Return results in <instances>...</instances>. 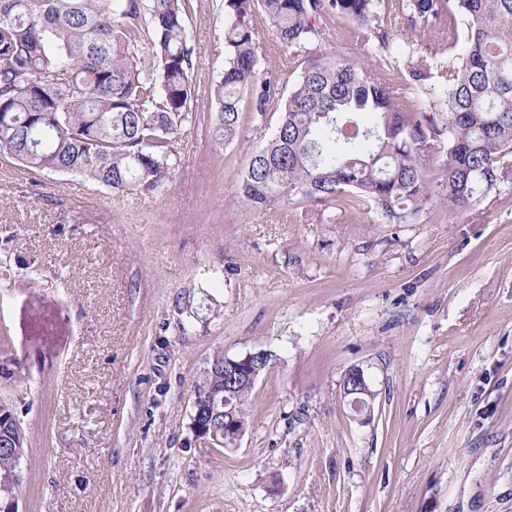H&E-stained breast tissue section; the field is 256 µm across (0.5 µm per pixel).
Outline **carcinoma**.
Returning <instances> with one entry per match:
<instances>
[{
    "instance_id": "1",
    "label": "carcinoma",
    "mask_w": 512,
    "mask_h": 512,
    "mask_svg": "<svg viewBox=\"0 0 512 512\" xmlns=\"http://www.w3.org/2000/svg\"><path fill=\"white\" fill-rule=\"evenodd\" d=\"M189 0H0V155L36 173L75 174L115 196L156 195L181 167L179 142L196 125ZM384 0H224V71L214 82L210 128L216 145L239 139L242 115L278 106L273 138L251 154L243 196L263 207L294 196L329 207L339 197L355 210L408 224L442 194L452 209L479 202L512 172V0H456L464 22L452 61L409 67L422 88L440 68L443 110L405 102L399 88L361 61L310 57L293 81L268 67L252 18L264 16L275 40L298 51L320 36L318 17L352 20L365 45L388 50ZM409 21L424 27L445 16L444 0H406ZM446 137L443 179L430 157ZM193 391L224 390V354ZM253 386L232 396L248 419ZM0 474L18 471L28 449L7 395L0 397Z\"/></svg>"
}]
</instances>
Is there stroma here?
<instances>
[{"mask_svg": "<svg viewBox=\"0 0 512 512\" xmlns=\"http://www.w3.org/2000/svg\"><path fill=\"white\" fill-rule=\"evenodd\" d=\"M385 0L393 69L348 19L304 53L364 60L408 83L452 19L411 26ZM195 128L159 195L113 197L0 156V364L29 435L19 512H512V175L468 209L413 224L240 191L278 113L210 135L224 0H190ZM259 350L238 447L191 429L215 351ZM375 394L355 415L343 377Z\"/></svg>", "mask_w": 512, "mask_h": 512, "instance_id": "35a3bbf8", "label": "stroma"}]
</instances>
